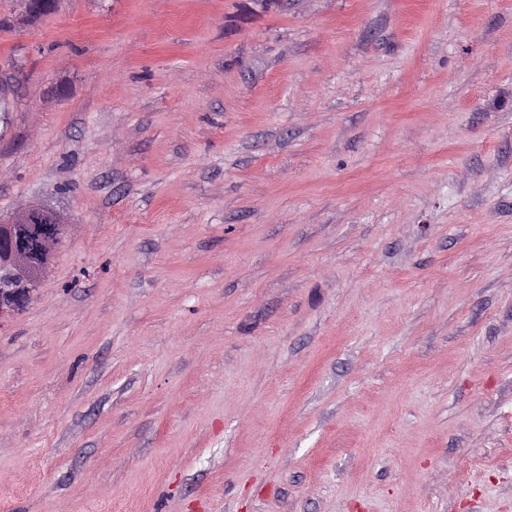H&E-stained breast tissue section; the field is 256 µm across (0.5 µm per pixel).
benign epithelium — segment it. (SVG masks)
I'll list each match as a JSON object with an SVG mask.
<instances>
[{"label": "benign epithelium", "instance_id": "obj_1", "mask_svg": "<svg viewBox=\"0 0 512 512\" xmlns=\"http://www.w3.org/2000/svg\"><path fill=\"white\" fill-rule=\"evenodd\" d=\"M28 16L51 11L57 0H17ZM67 225L57 211L25 204L10 220L0 221V321L24 310L32 301Z\"/></svg>", "mask_w": 512, "mask_h": 512}]
</instances>
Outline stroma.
I'll return each instance as SVG.
<instances>
[{
  "instance_id": "1",
  "label": "stroma",
  "mask_w": 512,
  "mask_h": 512,
  "mask_svg": "<svg viewBox=\"0 0 512 512\" xmlns=\"http://www.w3.org/2000/svg\"><path fill=\"white\" fill-rule=\"evenodd\" d=\"M0 512H512V0H0ZM68 224L56 210L25 204L0 220V321L32 301Z\"/></svg>"
}]
</instances>
